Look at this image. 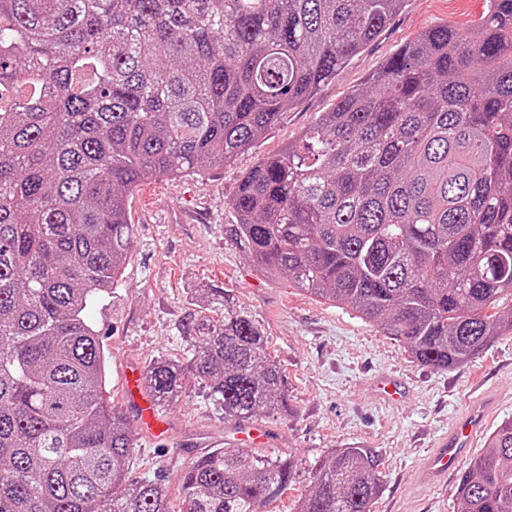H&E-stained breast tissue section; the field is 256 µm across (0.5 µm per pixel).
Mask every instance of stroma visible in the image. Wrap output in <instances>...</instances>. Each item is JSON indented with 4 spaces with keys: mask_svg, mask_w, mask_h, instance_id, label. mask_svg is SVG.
Instances as JSON below:
<instances>
[{
    "mask_svg": "<svg viewBox=\"0 0 512 512\" xmlns=\"http://www.w3.org/2000/svg\"><path fill=\"white\" fill-rule=\"evenodd\" d=\"M486 9V0H405L362 53L315 95L287 110L233 164L210 170L202 180L161 177L134 192L135 246L125 273L85 315L107 355L103 398L124 411L135 436L132 474L165 480L172 505L181 501L184 471L210 450L236 447L239 426L225 420L220 405L192 384L186 396L159 409L166 439L155 443L126 407L123 373L161 356L186 358L190 347L177 327L200 289L219 288L224 304L263 331L269 354L285 372L287 409L253 420L267 440L252 446V453L296 463L290 487L273 503V512H293L315 470L333 449L347 447L372 449L381 459L382 487L372 512H458V474L432 484L418 481L417 472L432 441L447 433L476 394L487 392L496 401L487 429L512 419V333L458 368L425 366L377 325L260 274L241 246L225 236V204L244 174L278 154L400 47L438 24L467 29ZM382 375L403 378L410 396L392 404L377 399L370 384Z\"/></svg>",
    "mask_w": 512,
    "mask_h": 512,
    "instance_id": "1",
    "label": "stroma"
}]
</instances>
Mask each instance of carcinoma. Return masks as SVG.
<instances>
[{
    "mask_svg": "<svg viewBox=\"0 0 512 512\" xmlns=\"http://www.w3.org/2000/svg\"><path fill=\"white\" fill-rule=\"evenodd\" d=\"M403 0H0V512H173L131 477L130 423L102 397L84 312L134 244L129 196L233 163L378 36ZM224 233L272 280L349 308L448 371L512 330V0L422 32L299 140L247 172ZM186 372L249 421L287 406L246 315L197 305ZM381 460L337 448L294 512H371ZM289 459L199 457L179 512H267ZM460 512H512V420L458 480Z\"/></svg>",
    "mask_w": 512,
    "mask_h": 512,
    "instance_id": "obj_1",
    "label": "carcinoma"
}]
</instances>
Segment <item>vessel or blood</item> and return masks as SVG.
Segmentation results:
<instances>
[{
	"mask_svg": "<svg viewBox=\"0 0 512 512\" xmlns=\"http://www.w3.org/2000/svg\"><path fill=\"white\" fill-rule=\"evenodd\" d=\"M375 388L383 399L392 402L403 400L407 395L404 384L390 376L379 379ZM125 394L127 405L137 412L148 432H155L158 425L156 403L146 392L138 367L132 366L126 371ZM489 407L490 403L486 400L474 403L454 429L435 440L420 470L421 480L438 481L456 467L459 459L468 451L472 436Z\"/></svg>",
	"mask_w": 512,
	"mask_h": 512,
	"instance_id": "b4317fda",
	"label": "vessel or blood"
}]
</instances>
